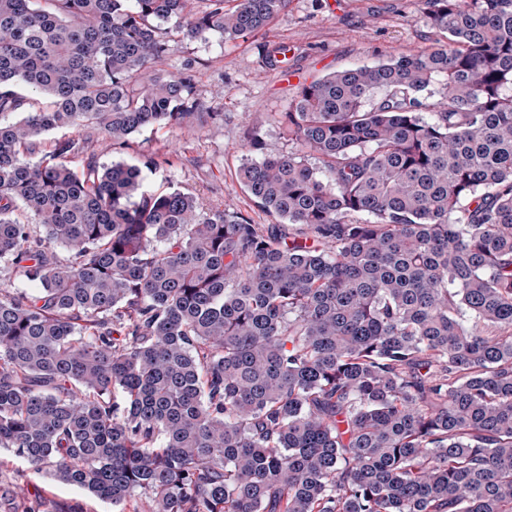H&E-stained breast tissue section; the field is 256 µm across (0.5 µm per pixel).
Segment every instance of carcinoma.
Returning <instances> with one entry per match:
<instances>
[{
    "label": "carcinoma",
    "mask_w": 512,
    "mask_h": 512,
    "mask_svg": "<svg viewBox=\"0 0 512 512\" xmlns=\"http://www.w3.org/2000/svg\"><path fill=\"white\" fill-rule=\"evenodd\" d=\"M202 2L0 0V276L37 285L0 288V450L116 512H512V0H426L446 43L300 84L295 151L237 173L270 227L71 164L204 126L157 22L288 0Z\"/></svg>",
    "instance_id": "cac0c4a2"
}]
</instances>
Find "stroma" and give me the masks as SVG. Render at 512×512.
Instances as JSON below:
<instances>
[{
    "mask_svg": "<svg viewBox=\"0 0 512 512\" xmlns=\"http://www.w3.org/2000/svg\"><path fill=\"white\" fill-rule=\"evenodd\" d=\"M439 38L425 0H289L285 11L257 33L235 40L216 33L171 39L166 70L191 71L205 111L221 113V120L199 133L147 128L108 153L100 133L89 130L83 152L107 164L139 166L145 190H182L206 207L237 211L251 223L268 225L272 216L257 206L235 173L242 164L293 151L277 117L287 111L298 84L426 50ZM282 44L288 47L287 64L270 65L266 49ZM254 134L260 150H245L243 139ZM150 156L158 160V171L145 168ZM0 512H112V507L35 474L5 452L0 454Z\"/></svg>",
    "mask_w": 512,
    "mask_h": 512,
    "instance_id": "obj_1",
    "label": "stroma"
}]
</instances>
